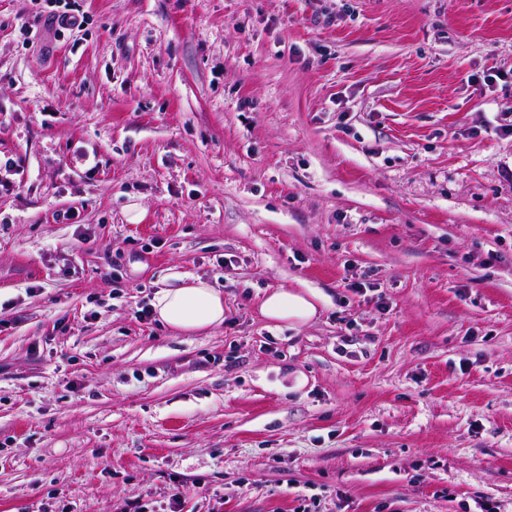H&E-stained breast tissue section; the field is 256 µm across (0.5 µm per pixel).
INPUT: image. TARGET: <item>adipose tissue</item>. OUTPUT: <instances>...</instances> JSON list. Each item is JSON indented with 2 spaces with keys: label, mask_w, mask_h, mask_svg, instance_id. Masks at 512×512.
Listing matches in <instances>:
<instances>
[{
  "label": "adipose tissue",
  "mask_w": 512,
  "mask_h": 512,
  "mask_svg": "<svg viewBox=\"0 0 512 512\" xmlns=\"http://www.w3.org/2000/svg\"><path fill=\"white\" fill-rule=\"evenodd\" d=\"M316 301L317 296L312 291L278 288L265 295L260 303V313L278 325L304 326L318 314ZM152 307L157 318L175 331H204L224 322L223 294L199 278L157 291Z\"/></svg>",
  "instance_id": "adipose-tissue-1"
}]
</instances>
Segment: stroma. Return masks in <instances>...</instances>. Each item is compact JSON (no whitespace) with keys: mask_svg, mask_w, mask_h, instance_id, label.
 <instances>
[{"mask_svg":"<svg viewBox=\"0 0 512 512\" xmlns=\"http://www.w3.org/2000/svg\"><path fill=\"white\" fill-rule=\"evenodd\" d=\"M75 6L0 0V512H512V0ZM58 4H62L63 10H52L50 11V21L55 24L58 29L56 30L58 35L64 34L65 31L79 30L83 27L84 16L80 14L78 9L72 8L71 3L64 0H57ZM183 279L177 287L156 292L152 307L157 318L175 331H204L224 323V295L200 278ZM318 296L310 290L277 288L268 292L260 303L261 315L276 325L304 326L318 314Z\"/></svg>","mask_w":512,"mask_h":512,"instance_id":"stroma-1","label":"stroma"}]
</instances>
